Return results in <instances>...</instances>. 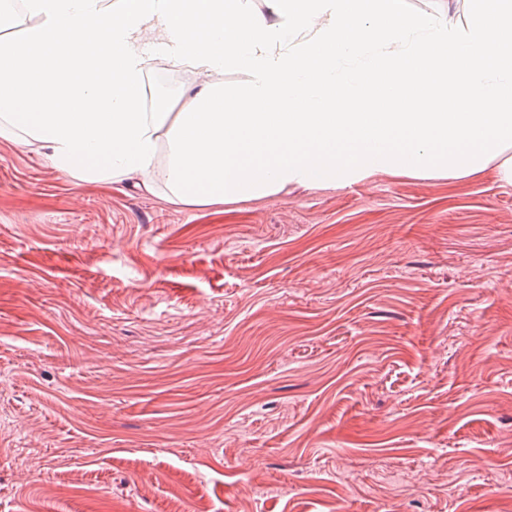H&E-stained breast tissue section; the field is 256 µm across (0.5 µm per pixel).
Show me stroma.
<instances>
[{
  "instance_id": "35a3bbf8",
  "label": "stroma",
  "mask_w": 512,
  "mask_h": 512,
  "mask_svg": "<svg viewBox=\"0 0 512 512\" xmlns=\"http://www.w3.org/2000/svg\"><path fill=\"white\" fill-rule=\"evenodd\" d=\"M0 512H512V184L198 206L1 138Z\"/></svg>"
}]
</instances>
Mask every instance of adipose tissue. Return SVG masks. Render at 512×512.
<instances>
[{"instance_id": "ef3b65f1", "label": "adipose tissue", "mask_w": 512, "mask_h": 512, "mask_svg": "<svg viewBox=\"0 0 512 512\" xmlns=\"http://www.w3.org/2000/svg\"><path fill=\"white\" fill-rule=\"evenodd\" d=\"M481 2L452 25L405 0H20L0 13L26 26L0 38V138L183 204L378 172L512 183V0ZM156 55L204 77L180 111L144 109ZM227 70L246 83L212 82Z\"/></svg>"}]
</instances>
